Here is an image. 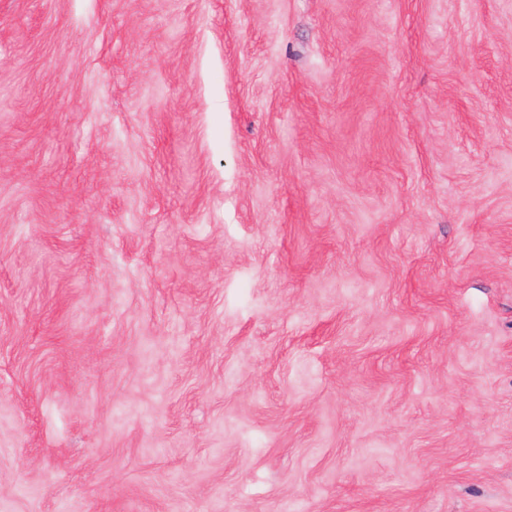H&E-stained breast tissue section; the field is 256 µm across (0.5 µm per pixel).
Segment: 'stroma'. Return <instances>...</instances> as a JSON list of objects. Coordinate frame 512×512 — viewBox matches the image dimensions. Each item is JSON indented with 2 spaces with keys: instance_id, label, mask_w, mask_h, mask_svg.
<instances>
[{
  "instance_id": "1",
  "label": "stroma",
  "mask_w": 512,
  "mask_h": 512,
  "mask_svg": "<svg viewBox=\"0 0 512 512\" xmlns=\"http://www.w3.org/2000/svg\"><path fill=\"white\" fill-rule=\"evenodd\" d=\"M0 512H512V0H0Z\"/></svg>"
}]
</instances>
